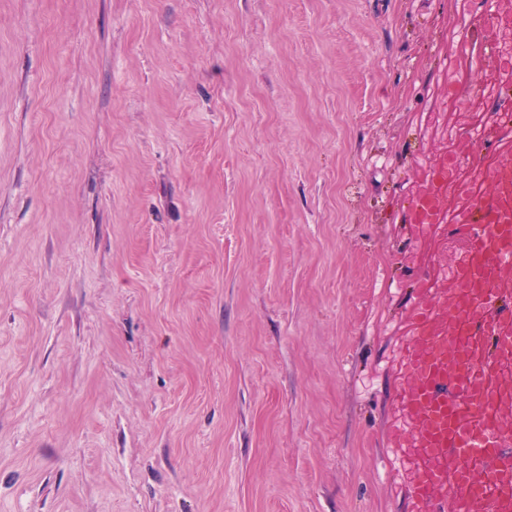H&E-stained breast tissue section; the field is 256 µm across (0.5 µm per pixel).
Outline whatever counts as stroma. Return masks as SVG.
I'll return each mask as SVG.
<instances>
[{
    "mask_svg": "<svg viewBox=\"0 0 512 512\" xmlns=\"http://www.w3.org/2000/svg\"><path fill=\"white\" fill-rule=\"evenodd\" d=\"M484 0H0V512H419L408 312L493 192Z\"/></svg>",
    "mask_w": 512,
    "mask_h": 512,
    "instance_id": "1",
    "label": "stroma"
}]
</instances>
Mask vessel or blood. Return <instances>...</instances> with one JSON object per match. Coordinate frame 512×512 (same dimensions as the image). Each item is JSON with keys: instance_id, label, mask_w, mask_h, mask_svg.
Masks as SVG:
<instances>
[{"instance_id": "b4317fda", "label": "vessel or blood", "mask_w": 512, "mask_h": 512, "mask_svg": "<svg viewBox=\"0 0 512 512\" xmlns=\"http://www.w3.org/2000/svg\"><path fill=\"white\" fill-rule=\"evenodd\" d=\"M444 154L410 212L411 223L453 222L470 240L453 287L430 281L410 314L411 341L400 363L402 401L414 427L410 494L432 512H512V423L492 407L512 369V309L500 303L502 275L512 276V153L494 170L495 191L476 204L473 183L456 177Z\"/></svg>"}]
</instances>
